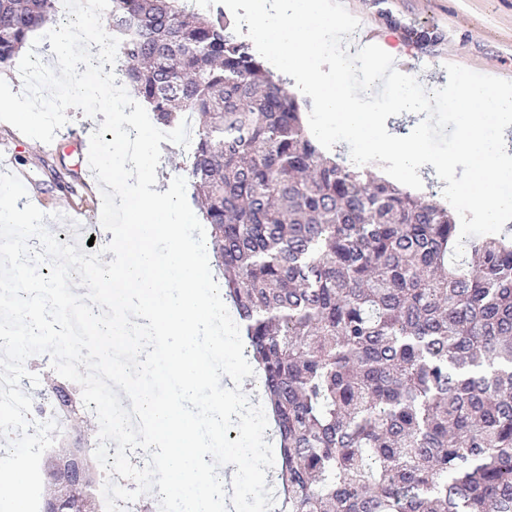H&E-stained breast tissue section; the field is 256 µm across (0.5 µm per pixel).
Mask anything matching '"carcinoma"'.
<instances>
[{"mask_svg": "<svg viewBox=\"0 0 512 512\" xmlns=\"http://www.w3.org/2000/svg\"><path fill=\"white\" fill-rule=\"evenodd\" d=\"M57 0H0V68ZM118 71L188 167L273 420L274 512H512V225L325 153L286 81L216 8L110 0ZM73 430L85 410L60 385Z\"/></svg>", "mask_w": 512, "mask_h": 512, "instance_id": "cac0c4a2", "label": "carcinoma"}]
</instances>
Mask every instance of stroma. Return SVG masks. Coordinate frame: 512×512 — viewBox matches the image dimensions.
I'll use <instances>...</instances> for the list:
<instances>
[{
	"instance_id": "obj_1",
	"label": "stroma",
	"mask_w": 512,
	"mask_h": 512,
	"mask_svg": "<svg viewBox=\"0 0 512 512\" xmlns=\"http://www.w3.org/2000/svg\"><path fill=\"white\" fill-rule=\"evenodd\" d=\"M346 8L366 22L373 39L395 47L428 90L446 85V64L512 80V0H343ZM427 30L431 37L418 41ZM68 124L45 144L0 122V156L12 159L28 199L48 213L47 224L59 242H67L75 224L100 222L101 191L81 157L100 118L70 108ZM98 245L112 235L97 232Z\"/></svg>"
}]
</instances>
